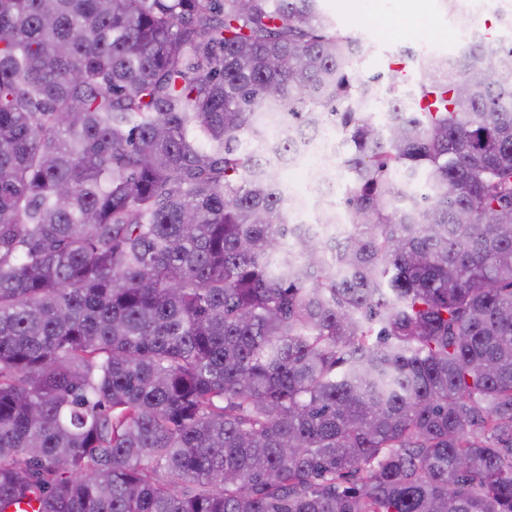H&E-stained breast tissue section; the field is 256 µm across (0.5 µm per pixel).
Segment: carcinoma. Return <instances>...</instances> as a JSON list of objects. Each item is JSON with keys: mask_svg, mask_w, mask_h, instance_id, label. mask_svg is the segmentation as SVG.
<instances>
[{"mask_svg": "<svg viewBox=\"0 0 512 512\" xmlns=\"http://www.w3.org/2000/svg\"><path fill=\"white\" fill-rule=\"evenodd\" d=\"M370 49L0 0V512H512V45L389 69L383 124ZM329 124L334 238L276 177Z\"/></svg>", "mask_w": 512, "mask_h": 512, "instance_id": "cac0c4a2", "label": "carcinoma"}]
</instances>
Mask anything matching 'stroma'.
Masks as SVG:
<instances>
[{"label":"stroma","instance_id":"obj_1","mask_svg":"<svg viewBox=\"0 0 512 512\" xmlns=\"http://www.w3.org/2000/svg\"><path fill=\"white\" fill-rule=\"evenodd\" d=\"M319 6L338 30L374 45L373 55L356 66L364 79L385 76L394 56L407 50L413 55L407 69L416 71L418 57L427 51L452 53L463 40L441 0H320ZM322 164V157L311 151L279 173L286 194L303 200L302 218L308 222L318 207L311 175Z\"/></svg>","mask_w":512,"mask_h":512}]
</instances>
